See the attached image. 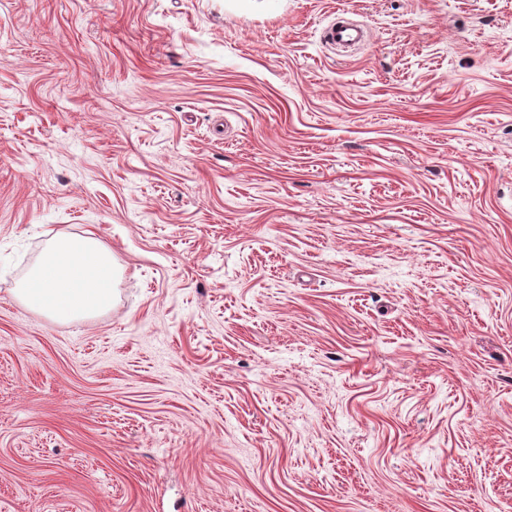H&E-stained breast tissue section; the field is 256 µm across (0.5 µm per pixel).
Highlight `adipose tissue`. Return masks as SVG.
Here are the masks:
<instances>
[{
  "instance_id": "1",
  "label": "adipose tissue",
  "mask_w": 512,
  "mask_h": 512,
  "mask_svg": "<svg viewBox=\"0 0 512 512\" xmlns=\"http://www.w3.org/2000/svg\"><path fill=\"white\" fill-rule=\"evenodd\" d=\"M115 272L111 247L92 232L62 233L45 244L13 297L59 321L88 319L111 308Z\"/></svg>"
}]
</instances>
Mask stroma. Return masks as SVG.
I'll list each match as a JSON object with an SVG mask.
<instances>
[{"label":"stroma","instance_id":"35a3bbf8","mask_svg":"<svg viewBox=\"0 0 512 512\" xmlns=\"http://www.w3.org/2000/svg\"><path fill=\"white\" fill-rule=\"evenodd\" d=\"M0 512H512V0H0ZM326 42L332 47H349L365 43L364 28L346 21L330 23L324 30ZM112 248L85 231L51 238L13 290V298L59 321L92 318L112 307Z\"/></svg>","mask_w":512,"mask_h":512}]
</instances>
